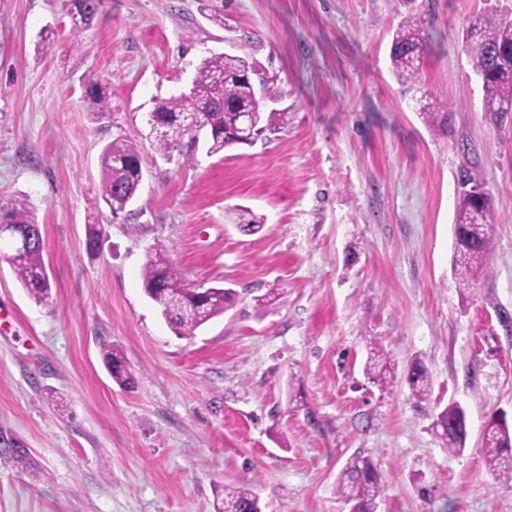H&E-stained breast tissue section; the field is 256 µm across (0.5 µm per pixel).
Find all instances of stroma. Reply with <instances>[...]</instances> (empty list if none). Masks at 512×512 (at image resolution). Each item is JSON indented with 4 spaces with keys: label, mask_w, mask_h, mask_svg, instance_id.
<instances>
[{
    "label": "stroma",
    "mask_w": 512,
    "mask_h": 512,
    "mask_svg": "<svg viewBox=\"0 0 512 512\" xmlns=\"http://www.w3.org/2000/svg\"><path fill=\"white\" fill-rule=\"evenodd\" d=\"M413 14L425 56L409 88L391 73L394 0H102L80 31L65 0H0V203L27 200L53 282L36 304L0 261V437L29 460L0 466V512H214L242 482L264 512H346L336 479L356 453L386 486L377 512H512V477L479 451L494 414L512 422V113L484 112L462 42L512 0H415ZM224 52L254 62L278 95L262 111L287 125L212 156L186 138L162 158L155 100ZM88 76L105 113L83 96ZM425 95L444 128L421 118ZM121 136L145 173L115 216L96 206L99 156ZM464 166L495 217L467 298L452 269ZM235 205L264 229L244 231ZM94 221L106 235L91 255ZM157 246L189 282L235 289L236 306L176 335L142 287ZM107 344L131 386L113 382ZM376 344L398 367L424 363L429 400L367 379ZM452 401L467 412L460 454L433 427ZM84 94L89 104L96 112H105L109 108L106 87L93 77L87 78L84 83ZM102 356L106 366L112 367V379L119 387L126 388L132 384V377L122 352L108 345L103 348Z\"/></svg>",
    "instance_id": "stroma-1"
}]
</instances>
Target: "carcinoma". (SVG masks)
Segmentation results:
<instances>
[{
	"instance_id": "obj_1",
	"label": "carcinoma",
	"mask_w": 512,
	"mask_h": 512,
	"mask_svg": "<svg viewBox=\"0 0 512 512\" xmlns=\"http://www.w3.org/2000/svg\"><path fill=\"white\" fill-rule=\"evenodd\" d=\"M74 28L89 27L98 13L101 0H66ZM465 51L483 90L484 111L495 119H504L512 112V19L486 15L470 23L466 31ZM425 48L416 19L407 15L396 30L391 46L392 71L402 84L416 83L420 78ZM254 66L240 55L213 54L200 63L187 92H181L155 103L152 113L155 124L150 137L155 150L170 157L174 144L190 135V124L203 131L207 153L216 155L238 148L242 143L232 138L239 127L242 109L258 108L260 99L272 100L275 92L263 88L257 95ZM84 94L97 112L109 108L106 87L89 77L84 83ZM426 124L439 129L447 120V113L437 112L428 105L419 108ZM260 134H275L287 123L286 112H257ZM102 180L100 199L114 216L124 212L129 199L137 196L142 184V155L131 141L114 139L103 146L100 154ZM455 215L454 267L458 288L467 290L472 280L490 268L489 234L495 223L488 194L477 198L472 191L482 188L474 174L460 175ZM239 223L246 230L257 233L264 227V218L250 210L237 209ZM6 225L20 232L38 225L35 213L26 200L17 199L0 205V226ZM105 234L102 224L86 225V250L94 247ZM43 235L26 240L21 251L6 259L15 277L31 299L44 304L52 297V287L44 260ZM141 277L146 296L157 306L164 320L182 336L194 333L208 321L233 308L238 294L231 288L213 287L207 291L190 284L184 275L167 259L163 250L155 247L147 254ZM103 360L112 368V379L120 387L132 384L125 357L118 349L103 348ZM397 365L384 349H374L365 372L371 382L380 386L394 383ZM406 382L413 396L426 400L431 394L429 373L419 361L407 369ZM435 428L441 430L448 451L460 454L466 448L468 437L465 409L451 402L437 415ZM481 448L487 469L495 475H512V425L490 418L481 438ZM0 463L24 469L27 467L25 449L14 443L0 448ZM337 490L342 499L354 503V512H376L377 499L385 486L371 459L361 454L349 458L337 479ZM221 512H262L260 496L247 483L224 487Z\"/></svg>"
}]
</instances>
